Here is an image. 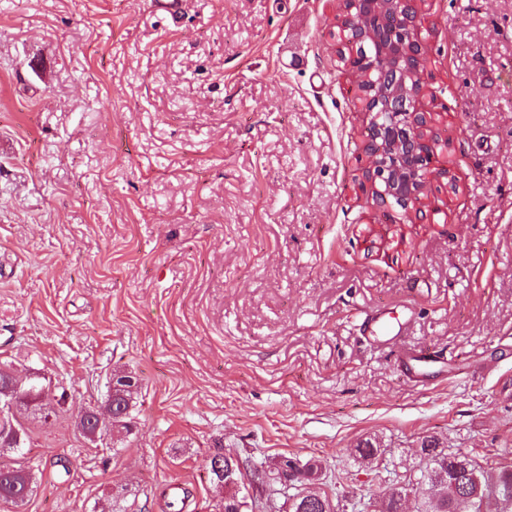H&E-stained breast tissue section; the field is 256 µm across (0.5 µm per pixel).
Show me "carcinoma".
<instances>
[{"label": "carcinoma", "mask_w": 512, "mask_h": 512, "mask_svg": "<svg viewBox=\"0 0 512 512\" xmlns=\"http://www.w3.org/2000/svg\"><path fill=\"white\" fill-rule=\"evenodd\" d=\"M138 380L131 375H118L112 388V408L121 415L113 423L127 428L131 403L137 393ZM43 388L14 383L11 372L0 368V405L26 407L41 400ZM421 464L416 476L402 487L392 489L384 512H401V502L413 495L420 502L418 512H512V461L500 462L492 473L470 456L450 453L438 439L428 437L420 448ZM284 465L298 474V487L289 494L290 512H336V504L324 491L307 486L313 466L287 459ZM224 470L232 475L220 476L211 471L216 482L224 485V512H253L255 499L240 495L242 472L232 458H224ZM33 471L19 464L0 465V502L21 507L28 501L22 490L32 492Z\"/></svg>", "instance_id": "obj_1"}]
</instances>
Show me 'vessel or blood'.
Instances as JSON below:
<instances>
[{
  "label": "vessel or blood",
  "mask_w": 512,
  "mask_h": 512,
  "mask_svg": "<svg viewBox=\"0 0 512 512\" xmlns=\"http://www.w3.org/2000/svg\"><path fill=\"white\" fill-rule=\"evenodd\" d=\"M406 326L405 321L393 319L382 311L365 313L360 321V331L367 342L373 346H395V360L404 368L414 384H421L427 368L444 369L446 363L427 350L406 351L399 349L397 343Z\"/></svg>",
  "instance_id": "1"
}]
</instances>
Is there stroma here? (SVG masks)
<instances>
[{"instance_id": "obj_1", "label": "stroma", "mask_w": 512, "mask_h": 512, "mask_svg": "<svg viewBox=\"0 0 512 512\" xmlns=\"http://www.w3.org/2000/svg\"><path fill=\"white\" fill-rule=\"evenodd\" d=\"M337 0H0V367L65 405L20 416L39 468L0 512H222L217 452L314 464L337 512H380L423 439L512 458V0H425L438 108L424 215L361 183L368 116ZM402 346L458 360L427 390ZM491 372H483V365ZM130 432L76 420L113 374ZM372 441V462L354 450ZM407 316L403 319H395L382 311L366 312L360 321V331L367 342L372 346L397 345L405 326L411 321V310L403 306ZM115 387H112V394L109 393L108 397L112 398V408L116 413L121 415V419L115 423H112L113 427L120 426L123 429H127L130 415V409L134 399V394L137 393L138 380L136 377L131 375L116 374Z\"/></svg>"}]
</instances>
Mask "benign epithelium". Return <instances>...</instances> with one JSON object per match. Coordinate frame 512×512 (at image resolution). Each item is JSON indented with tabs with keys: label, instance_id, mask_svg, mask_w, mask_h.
Instances as JSON below:
<instances>
[{
	"label": "benign epithelium",
	"instance_id": "benign-epithelium-1",
	"mask_svg": "<svg viewBox=\"0 0 512 512\" xmlns=\"http://www.w3.org/2000/svg\"><path fill=\"white\" fill-rule=\"evenodd\" d=\"M420 0H339L340 33L351 71L363 98V111L377 124L365 152L370 158L366 181L372 199L382 206L394 199L403 215L427 207V184L435 173L437 147L432 135L434 99L423 91ZM374 12L402 18L399 35L381 36L371 23Z\"/></svg>",
	"mask_w": 512,
	"mask_h": 512
}]
</instances>
